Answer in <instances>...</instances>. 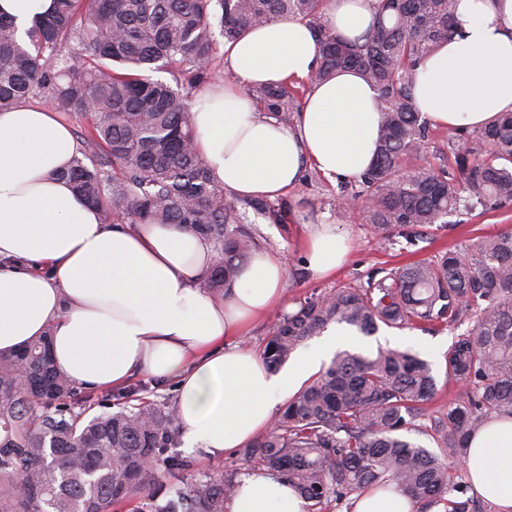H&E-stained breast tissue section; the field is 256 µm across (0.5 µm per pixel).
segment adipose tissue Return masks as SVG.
Segmentation results:
<instances>
[{
  "label": "adipose tissue",
  "instance_id": "ef3b65f1",
  "mask_svg": "<svg viewBox=\"0 0 512 512\" xmlns=\"http://www.w3.org/2000/svg\"><path fill=\"white\" fill-rule=\"evenodd\" d=\"M371 0H327L324 24L346 37L372 25ZM320 46L308 23L280 18L225 45L231 80L212 86L190 114L213 181L239 198L277 199L303 166L357 180L375 159L377 93L342 68L306 94L295 127L258 114L248 88L308 76ZM420 112L446 128H480L512 112V0H458L446 43L414 67ZM78 144L46 105L0 111V354L51 332L59 372L86 388L121 387L146 373L178 390L187 451L220 458L271 424L278 405L349 335L271 372L239 338L284 302L287 268L257 250L227 297L201 280L212 248L177 224H106L61 179ZM350 250L334 224L310 225L305 269L322 278ZM475 491L495 512H512V417H492L469 443ZM225 512H304L285 479L242 477Z\"/></svg>",
  "mask_w": 512,
  "mask_h": 512
}]
</instances>
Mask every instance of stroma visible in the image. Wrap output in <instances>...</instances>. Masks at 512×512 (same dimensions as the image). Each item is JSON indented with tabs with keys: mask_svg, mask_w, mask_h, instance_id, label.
Wrapping results in <instances>:
<instances>
[{
	"mask_svg": "<svg viewBox=\"0 0 512 512\" xmlns=\"http://www.w3.org/2000/svg\"><path fill=\"white\" fill-rule=\"evenodd\" d=\"M358 191L357 181H332L315 169L302 171L299 183L284 195L288 211L283 221L251 209L243 212V226L257 239L259 248L281 254L287 266L284 311L298 308L307 297L338 288L366 282L368 277H381L392 270L417 262L428 261L446 250H460L482 237L512 231V206L496 211L458 214L450 223L429 229L414 242H407L397 231L389 235L376 233L364 213L340 208L336 197L340 190ZM310 224H336L352 243L346 263L328 278L315 279L304 268V238ZM463 325L441 327L433 331L418 328L380 331L379 335H355L353 347L363 352L375 351L382 340L394 337L401 348L420 349L422 344L433 345L428 353L432 361L438 392L432 406L447 408L461 395L459 385L446 380L443 354L455 337L463 333Z\"/></svg>",
	"mask_w": 512,
	"mask_h": 512,
	"instance_id": "35a3bbf8",
	"label": "stroma"
}]
</instances>
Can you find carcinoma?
Segmentation results:
<instances>
[{
	"label": "carcinoma",
	"instance_id": "cac0c4a2",
	"mask_svg": "<svg viewBox=\"0 0 512 512\" xmlns=\"http://www.w3.org/2000/svg\"><path fill=\"white\" fill-rule=\"evenodd\" d=\"M457 0H372L375 20L359 37L325 28L326 0H55L50 17L18 37L0 16V111L41 96L86 124L63 172L106 224H183L206 239L215 261L203 279L217 296L257 247L237 203L215 184L195 145L193 92L212 79L215 34L237 40L279 17L317 30L311 74L249 90L257 111L289 127L299 97L341 68L378 91L376 156L362 190L377 232L411 243L445 218L512 204V112L475 130H448L440 165L404 166L420 154L430 122L415 104L410 72L448 41ZM165 72L171 81L155 79ZM468 321L444 354V373L467 385L448 411L430 407L433 364L410 348L339 350L288 400L240 459L288 480L305 512H352L366 488H396L417 512H491L466 479L468 441L495 415L512 416V232L478 240L366 284L308 297L277 316L263 357L276 369L332 324L371 336L379 328H432ZM45 334L0 355V512H224L234 475L201 474L168 486L192 464L181 447L176 405L138 382L110 398L77 388L54 367ZM436 445L432 450L416 437Z\"/></svg>",
	"mask_w": 512,
	"mask_h": 512
}]
</instances>
